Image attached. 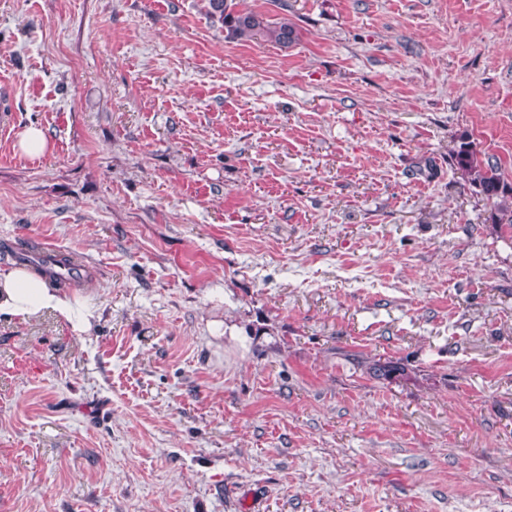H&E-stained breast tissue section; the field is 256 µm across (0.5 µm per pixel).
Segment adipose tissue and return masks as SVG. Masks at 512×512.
I'll list each match as a JSON object with an SVG mask.
<instances>
[{
	"label": "adipose tissue",
	"instance_id": "ef3b65f1",
	"mask_svg": "<svg viewBox=\"0 0 512 512\" xmlns=\"http://www.w3.org/2000/svg\"><path fill=\"white\" fill-rule=\"evenodd\" d=\"M46 310L57 312L76 329L91 327L90 314L80 308L78 300L49 287L44 278L24 268H0V316L27 321Z\"/></svg>",
	"mask_w": 512,
	"mask_h": 512
}]
</instances>
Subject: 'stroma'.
I'll list each match as a JSON object with an SVG mask.
<instances>
[{
  "label": "stroma",
  "instance_id": "1",
  "mask_svg": "<svg viewBox=\"0 0 512 512\" xmlns=\"http://www.w3.org/2000/svg\"><path fill=\"white\" fill-rule=\"evenodd\" d=\"M228 2L0 0V512H512V0ZM203 1L207 18L219 23L233 39L250 40L260 36L285 47L298 40V30L288 18L269 20L252 10L235 11L227 0ZM47 144V137L40 128L29 127L19 141V148L27 155H42L47 149ZM452 163L465 171L473 186L488 200L496 199V224L512 233V185L505 182L497 164H484L468 142H462ZM45 310L57 312L75 329L87 331L91 327L92 315L79 307L77 299L50 288L44 278L24 268H0V316L27 321Z\"/></svg>",
  "mask_w": 512,
  "mask_h": 512
}]
</instances>
